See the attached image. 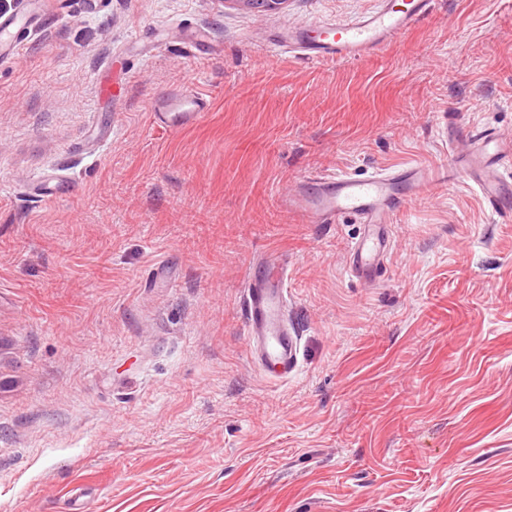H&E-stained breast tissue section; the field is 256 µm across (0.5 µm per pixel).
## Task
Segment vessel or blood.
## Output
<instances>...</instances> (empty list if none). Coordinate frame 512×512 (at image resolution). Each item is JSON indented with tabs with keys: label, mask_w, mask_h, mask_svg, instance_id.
Wrapping results in <instances>:
<instances>
[{
	"label": "vessel or blood",
	"mask_w": 512,
	"mask_h": 512,
	"mask_svg": "<svg viewBox=\"0 0 512 512\" xmlns=\"http://www.w3.org/2000/svg\"><path fill=\"white\" fill-rule=\"evenodd\" d=\"M436 0H408L394 8L383 0L377 11L355 22L325 31L315 39L303 30L289 32L278 43L281 51L316 59L356 60L383 48L433 11ZM50 0H21L17 11L0 21V57L17 58L30 30L42 19ZM206 102L189 91L172 93L152 108L157 124L179 128L198 121ZM512 139L482 132L466 138L462 150H450L449 163L437 172L422 165L384 169L367 176L333 174L320 178L315 189L290 194L286 206L302 224H333L339 217L355 216L362 236L350 247V267L358 277L370 278L390 245L388 228L405 199L427 191L434 183L463 181L477 190L489 207L504 214L503 203L512 197ZM246 335L250 351L270 377L283 379L297 367L298 342L285 316L288 303V263L283 256L266 254L251 265L246 279Z\"/></svg>",
	"instance_id": "b4317fda"
}]
</instances>
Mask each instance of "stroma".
Masks as SVG:
<instances>
[{
	"instance_id": "obj_1",
	"label": "stroma",
	"mask_w": 512,
	"mask_h": 512,
	"mask_svg": "<svg viewBox=\"0 0 512 512\" xmlns=\"http://www.w3.org/2000/svg\"><path fill=\"white\" fill-rule=\"evenodd\" d=\"M380 5L60 0L0 59V512H512V219L435 186L367 281L354 217L278 205L512 138V0H438L358 61L274 47ZM186 86L209 111L154 126ZM53 175L70 195L30 193ZM261 252L299 333L277 381L246 347ZM227 2L249 10L257 17H262L270 12L282 10L288 0H227Z\"/></svg>"
}]
</instances>
